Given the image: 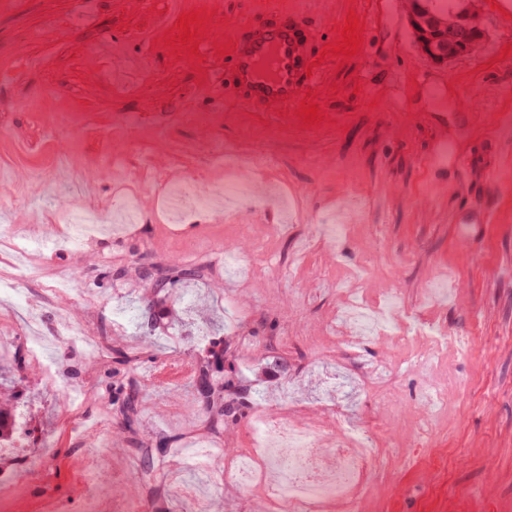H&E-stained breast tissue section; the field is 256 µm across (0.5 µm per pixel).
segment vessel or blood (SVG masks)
<instances>
[{
  "instance_id": "vessel-or-blood-1",
  "label": "vessel or blood",
  "mask_w": 512,
  "mask_h": 512,
  "mask_svg": "<svg viewBox=\"0 0 512 512\" xmlns=\"http://www.w3.org/2000/svg\"><path fill=\"white\" fill-rule=\"evenodd\" d=\"M260 13L261 22L246 19L233 30L229 52L234 99L280 119L321 78L320 69L312 65L317 35L306 24L301 6L289 8L279 0H263ZM467 164L457 134L440 126L426 155L434 180L446 184L449 170L461 171Z\"/></svg>"
}]
</instances>
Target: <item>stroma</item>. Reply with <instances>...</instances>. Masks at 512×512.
<instances>
[{"instance_id": "stroma-1", "label": "stroma", "mask_w": 512, "mask_h": 512, "mask_svg": "<svg viewBox=\"0 0 512 512\" xmlns=\"http://www.w3.org/2000/svg\"><path fill=\"white\" fill-rule=\"evenodd\" d=\"M300 2L320 44L341 42L344 20L330 0ZM258 0H0V189L21 193L17 208H0V226L24 222L27 239L0 246V317L14 319L10 345L50 340L64 319L76 337L59 345L52 383L33 366L23 373L0 362V395L14 393L19 427L14 447L0 451V476L30 485L35 496L78 502L86 471L110 495L103 512L141 491L130 475L138 457L120 436L92 440L109 422L98 398L111 350L144 359L139 437L166 442L170 460L161 495L144 512H270L265 499L229 485L224 460L250 440L253 416L230 426L221 460L202 469L175 468L202 422L194 400V362L223 330L225 359L242 387L264 392L270 413L288 406L327 408L343 399L359 427H376L388 444L360 512H512V189L486 185L482 174L498 154L482 121L469 119L478 99L512 112V28L491 0L477 12L485 46L437 65L414 43L402 0L381 33L367 27L364 0H346L362 20V38L377 37L372 56L328 52L322 78L305 101L320 121L296 109L271 120L234 102L223 53L234 24ZM200 13L197 52L169 41L181 15ZM108 43L116 57L143 70L113 83ZM424 68L429 83L407 101L392 96L391 73ZM70 121L57 138L45 128L54 113ZM448 119L469 153L464 175L449 173V191L433 188L424 157L437 129L426 113ZM220 145L242 155L232 169L213 164ZM153 163L169 180L197 179L214 191L248 183L246 199L223 209L172 218L160 186L139 173ZM139 198L141 221L75 249L64 225L46 221L45 207L80 210L94 196ZM494 224L460 233L463 214L482 202ZM334 224L310 241L315 225ZM206 248L214 262L203 279L151 296L137 276L143 263L194 264ZM292 267L277 280L273 266ZM391 310L383 330L365 344L369 358L394 367L395 410L351 379L336 391V371L353 362L337 347L347 335L339 315L350 302ZM149 309L159 338L142 336L131 318ZM294 322L285 330V322ZM100 339L90 353L79 339ZM443 358L448 404L432 441L419 440L429 374L415 358ZM84 397L83 418L65 410Z\"/></svg>"}]
</instances>
